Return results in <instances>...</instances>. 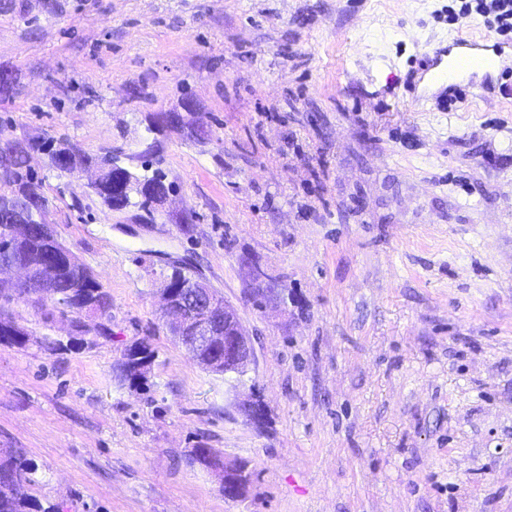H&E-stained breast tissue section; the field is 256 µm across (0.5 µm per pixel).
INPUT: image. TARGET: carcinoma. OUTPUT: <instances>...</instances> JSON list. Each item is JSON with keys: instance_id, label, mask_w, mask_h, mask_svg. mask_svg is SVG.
Segmentation results:
<instances>
[{"instance_id": "carcinoma-1", "label": "carcinoma", "mask_w": 512, "mask_h": 512, "mask_svg": "<svg viewBox=\"0 0 512 512\" xmlns=\"http://www.w3.org/2000/svg\"><path fill=\"white\" fill-rule=\"evenodd\" d=\"M36 143L49 155L64 156L68 162L80 166L93 160V156L73 148H62L52 138H38ZM116 165L105 178L92 187V192L111 210H123L135 207L147 212L152 211L163 196L170 190L161 169L153 167L150 159L144 160L145 174L138 176L139 190L135 194H124L112 184V174L124 169L119 164L118 156H109ZM0 167L8 177L4 185L18 188L20 195L14 199L0 196V263L4 261H24L29 263L31 283L29 288L33 295L20 298L6 288H0V299L8 303L16 301L33 304L44 308L47 303L61 307L62 311L72 315V321L82 322V316L94 310L97 317L106 321L112 319V308L102 284L84 265L70 267L62 265L57 282L52 288L40 287L42 260L51 257L52 247L59 244L58 239H51L43 234L42 226L34 212L35 203L44 198L43 185L45 177L29 164L27 145L0 137ZM32 227L31 234L21 241L10 239L9 226L17 219ZM155 359V350L151 343L142 340L135 343L124 353L118 364L123 379L134 383L133 357ZM191 464L205 469L218 470L224 461L213 448L198 446L189 450ZM37 465L20 448H0V512H67L60 502L43 504L36 498L18 491V484L35 483L34 475Z\"/></svg>"}]
</instances>
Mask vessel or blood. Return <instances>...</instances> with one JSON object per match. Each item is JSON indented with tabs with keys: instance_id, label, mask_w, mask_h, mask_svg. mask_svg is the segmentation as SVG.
<instances>
[{
	"instance_id": "1",
	"label": "vessel or blood",
	"mask_w": 512,
	"mask_h": 512,
	"mask_svg": "<svg viewBox=\"0 0 512 512\" xmlns=\"http://www.w3.org/2000/svg\"><path fill=\"white\" fill-rule=\"evenodd\" d=\"M490 64L482 81L481 89L494 91L498 82L512 72V43L489 42L485 37L460 38L449 43H441L426 52L407 78L404 91L412 103H421L424 87L440 78H447L449 67L459 69Z\"/></svg>"
}]
</instances>
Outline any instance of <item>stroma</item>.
<instances>
[{"label": "stroma", "mask_w": 512, "mask_h": 512, "mask_svg": "<svg viewBox=\"0 0 512 512\" xmlns=\"http://www.w3.org/2000/svg\"><path fill=\"white\" fill-rule=\"evenodd\" d=\"M451 3L0 0L18 88L0 130L136 173L154 143L175 185L153 215L111 210L34 160L112 321L77 336L9 306L29 339L0 345V448L36 463L27 494L71 512H512V95L465 77L463 110L401 96L428 45L487 33ZM186 100L208 140L150 131ZM253 263L287 303L254 306ZM178 268L236 308L246 373L208 372L167 332L157 289ZM143 339L156 357L132 384L118 364ZM199 444L248 463L245 498L187 463Z\"/></svg>", "instance_id": "1"}]
</instances>
